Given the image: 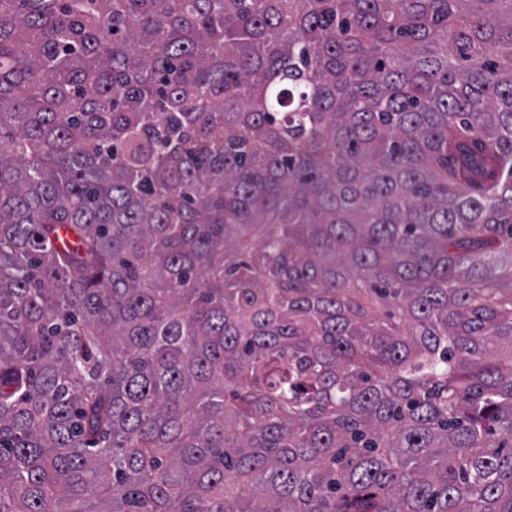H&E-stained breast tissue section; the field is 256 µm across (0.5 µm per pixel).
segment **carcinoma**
Masks as SVG:
<instances>
[{"mask_svg": "<svg viewBox=\"0 0 512 512\" xmlns=\"http://www.w3.org/2000/svg\"><path fill=\"white\" fill-rule=\"evenodd\" d=\"M0 512H512V0H0Z\"/></svg>", "mask_w": 512, "mask_h": 512, "instance_id": "1", "label": "carcinoma"}]
</instances>
